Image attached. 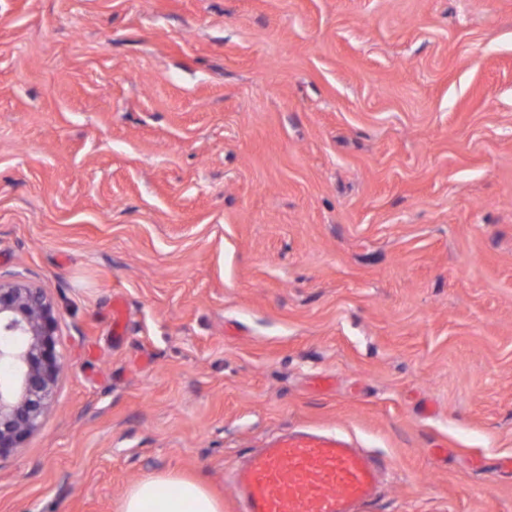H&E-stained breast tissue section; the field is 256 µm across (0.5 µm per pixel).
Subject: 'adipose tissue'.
<instances>
[{
    "mask_svg": "<svg viewBox=\"0 0 512 512\" xmlns=\"http://www.w3.org/2000/svg\"><path fill=\"white\" fill-rule=\"evenodd\" d=\"M120 512H223V506L199 482L149 476L131 487Z\"/></svg>",
    "mask_w": 512,
    "mask_h": 512,
    "instance_id": "obj_1",
    "label": "adipose tissue"
}]
</instances>
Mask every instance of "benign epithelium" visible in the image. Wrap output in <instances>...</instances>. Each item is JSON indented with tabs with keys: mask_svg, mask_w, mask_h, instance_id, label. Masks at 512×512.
Masks as SVG:
<instances>
[{
	"mask_svg": "<svg viewBox=\"0 0 512 512\" xmlns=\"http://www.w3.org/2000/svg\"><path fill=\"white\" fill-rule=\"evenodd\" d=\"M57 319L43 290L0 279V459L37 431L53 407L63 371L56 351Z\"/></svg>",
	"mask_w": 512,
	"mask_h": 512,
	"instance_id": "7a95c632",
	"label": "benign epithelium"
}]
</instances>
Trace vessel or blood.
<instances>
[{
    "instance_id": "1",
    "label": "vessel or blood",
    "mask_w": 512,
    "mask_h": 512,
    "mask_svg": "<svg viewBox=\"0 0 512 512\" xmlns=\"http://www.w3.org/2000/svg\"><path fill=\"white\" fill-rule=\"evenodd\" d=\"M385 471L343 435L305 428L274 436L224 479L239 512H365Z\"/></svg>"
}]
</instances>
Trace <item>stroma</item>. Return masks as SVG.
<instances>
[{"label": "stroma", "mask_w": 512, "mask_h": 512, "mask_svg": "<svg viewBox=\"0 0 512 512\" xmlns=\"http://www.w3.org/2000/svg\"><path fill=\"white\" fill-rule=\"evenodd\" d=\"M0 274L64 362L0 512H238L297 427L366 512H512V0H0ZM223 505L201 483L149 476L133 485L120 512H222Z\"/></svg>", "instance_id": "stroma-1"}]
</instances>
